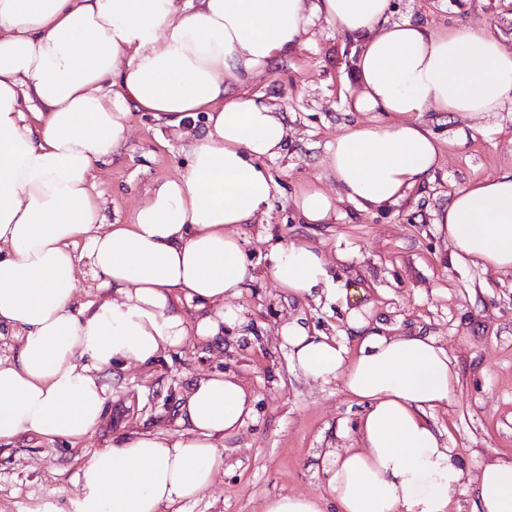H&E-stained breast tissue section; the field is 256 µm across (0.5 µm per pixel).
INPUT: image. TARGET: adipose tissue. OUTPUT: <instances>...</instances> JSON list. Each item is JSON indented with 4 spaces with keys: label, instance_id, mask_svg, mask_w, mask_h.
<instances>
[{
    "label": "adipose tissue",
    "instance_id": "adipose-tissue-1",
    "mask_svg": "<svg viewBox=\"0 0 512 512\" xmlns=\"http://www.w3.org/2000/svg\"><path fill=\"white\" fill-rule=\"evenodd\" d=\"M391 0H0V330L18 336L0 359V443L22 435L76 440L101 423L97 371L149 365L180 346L183 305L213 337L224 300L253 280L234 229L255 223L272 193L267 160L280 156L283 114L251 92L315 22L354 44L357 91L347 107L376 113L325 146L335 193L312 185L294 201L304 224L339 202H398L434 174L440 147L427 109L485 117L512 102V52L466 26L395 22ZM177 127L188 163L155 187L127 223L106 224L95 191L100 161L118 155L132 110ZM435 223L453 255L512 271V171L470 182ZM109 295L77 302L80 258ZM267 273L290 300L337 301L324 253L308 243L269 250ZM356 349L290 320L279 336L304 378L340 383L366 410L359 447L327 454L324 496L284 495L262 512H453L463 469L431 423L457 380L431 336L389 335L354 315ZM174 435L140 432L92 448L76 474V512H162L195 498L224 466L219 439L253 414L232 374L199 380ZM473 512H512V461L481 466Z\"/></svg>",
    "mask_w": 512,
    "mask_h": 512
}]
</instances>
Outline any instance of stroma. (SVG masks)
<instances>
[{
    "mask_svg": "<svg viewBox=\"0 0 512 512\" xmlns=\"http://www.w3.org/2000/svg\"><path fill=\"white\" fill-rule=\"evenodd\" d=\"M391 2L392 20L435 30L466 25L512 49V0ZM352 67L350 42L319 22L254 82L252 92L283 112L288 137L283 154L268 162L273 196L267 215L237 228L255 277L228 302L235 322L213 338L191 332L152 365L100 372L105 415L87 437L22 435L0 445V512H41L48 503L56 512H75L74 476L88 449L106 447L123 433L178 432L182 399L200 379L224 372L251 391L253 416L225 437L224 467L212 485L167 512H262L264 501L278 495L323 493L326 453L357 447L365 407L340 384H314L292 371L278 330L295 318L311 332L349 340L353 310L389 333L432 336L447 348L458 383L448 407L432 420L463 463L464 485L480 466L512 460V272L457 262L434 224L456 189L512 170V102L483 120L423 112L420 119L438 137L442 156L429 181L387 208L343 202L330 223L303 224L295 198L316 180L335 191L321 178L325 146L359 118L346 106L356 89ZM186 161V141L176 129L133 112L120 157L95 171L108 223H126L149 191L176 179ZM291 242L319 247L351 296L337 303L288 300L267 274L265 255ZM341 424L349 437L337 436Z\"/></svg>",
    "mask_w": 512,
    "mask_h": 512,
    "instance_id": "35a3bbf8",
    "label": "stroma"
}]
</instances>
